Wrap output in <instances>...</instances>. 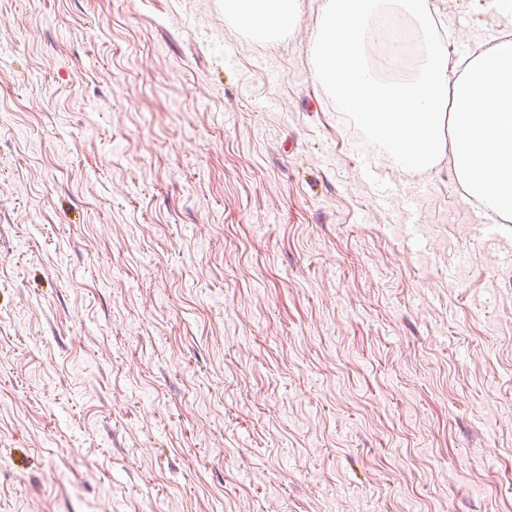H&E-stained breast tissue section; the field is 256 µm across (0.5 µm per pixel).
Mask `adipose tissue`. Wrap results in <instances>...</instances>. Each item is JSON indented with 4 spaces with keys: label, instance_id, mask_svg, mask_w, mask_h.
I'll list each match as a JSON object with an SVG mask.
<instances>
[{
    "label": "adipose tissue",
    "instance_id": "adipose-tissue-1",
    "mask_svg": "<svg viewBox=\"0 0 512 512\" xmlns=\"http://www.w3.org/2000/svg\"><path fill=\"white\" fill-rule=\"evenodd\" d=\"M224 18L252 38L276 43L298 20V0H224ZM432 0H323L313 42L314 76L340 111L358 115L405 172L451 163L464 201L512 221V39L476 44L450 62ZM420 37L413 74L378 81L364 46L376 26Z\"/></svg>",
    "mask_w": 512,
    "mask_h": 512
}]
</instances>
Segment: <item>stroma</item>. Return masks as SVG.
Listing matches in <instances>:
<instances>
[{
  "mask_svg": "<svg viewBox=\"0 0 512 512\" xmlns=\"http://www.w3.org/2000/svg\"><path fill=\"white\" fill-rule=\"evenodd\" d=\"M320 4L0 0V512H512V230L369 158ZM224 18L252 38L278 43L298 20L297 0H225Z\"/></svg>",
  "mask_w": 512,
  "mask_h": 512,
  "instance_id": "stroma-1",
  "label": "stroma"
}]
</instances>
